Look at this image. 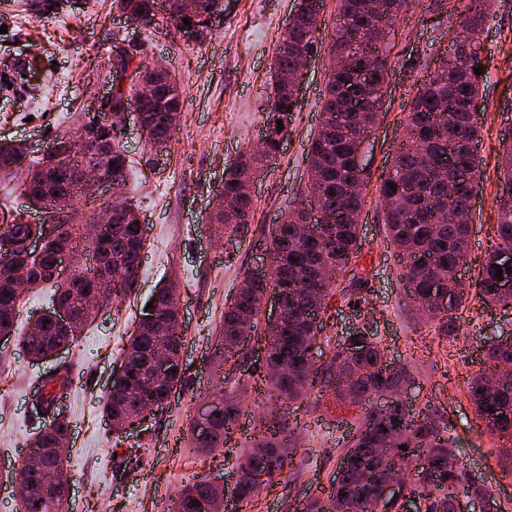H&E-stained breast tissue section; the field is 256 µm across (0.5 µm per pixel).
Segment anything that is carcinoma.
Masks as SVG:
<instances>
[{"label": "carcinoma", "mask_w": 512, "mask_h": 512, "mask_svg": "<svg viewBox=\"0 0 512 512\" xmlns=\"http://www.w3.org/2000/svg\"><path fill=\"white\" fill-rule=\"evenodd\" d=\"M156 11V0H115L118 10L145 27L165 23L177 29L186 17L202 26L212 15L222 10L221 0H194L185 15L166 6ZM313 9L311 0H300L294 27L288 36H280L274 60L272 96L264 111L268 139L264 147L243 151L235 165L224 176L217 198L230 196L237 202L232 213H218L214 234L245 237L254 219L253 183L264 165L277 151V139L287 131L295 111L291 101L274 96L282 79L302 55H313L320 48L316 35L324 0ZM372 0H336V20L327 45L328 78L321 100V128L311 139L307 152L309 170L314 174L321 195L318 208L334 216L332 223L315 225L314 233L304 236L294 231L290 223L271 228L266 247L270 280L281 289V316L275 325L263 327L260 301L266 287L261 280L240 288L224 305L219 336L211 356L217 364L212 397L215 405L209 420V431L202 435L190 427L193 447L212 451L224 447V440L238 421L243 402L239 394L224 390L228 376L225 363L243 352L242 336L246 322H251L255 341L261 346L265 362V381L274 402L294 401L319 387H334L345 399L351 394L355 402L365 405L352 443L341 458L343 472L336 475L328 498L336 500L341 512H378L388 509L382 500L380 485L390 472V455L410 461L418 450L428 458L429 468L409 471V494H420L426 501L425 512H456L458 494L485 496L489 490L463 474L453 454L450 439L443 437L436 420L424 412L413 413L397 405L369 406L371 396L397 389L408 382V371L385 360L384 347L371 336L353 334V351L337 348L320 365L309 366V347L317 342L318 330L308 319V310H326L337 295L352 300L362 291L366 278L357 272V242L359 224L356 213L362 211L364 197L363 172L357 169L364 137L374 131L379 120L380 103L377 90L386 86L389 57L385 46V28L372 12ZM486 13L478 9L458 26L454 38L480 44V30ZM134 52L121 56L120 73L110 71L115 91L109 104L110 115L94 118L84 124L87 141L80 157L70 165L62 161L49 162L47 157L32 159L24 169L14 167L24 147L19 143H0V173L6 177L20 176L21 194L30 206L41 209L49 197L58 192L67 194L75 185L98 173L112 183V190L125 193L130 167L120 139L108 140L104 135L113 125L109 116L116 109L137 102L136 83L148 77L156 84L154 100L142 105L155 140L172 142L175 131L170 114L181 112L184 90L174 77L155 72L154 67L134 63ZM481 66L478 57L463 65L455 55L424 76L419 83L411 111L407 115V142L393 156L377 192L383 208L385 233L403 260L402 279L415 301L429 300L427 320L434 322V332L443 336L459 334V310L469 293L486 304L512 308V290L498 287L494 264L498 252L512 249V201L498 196V222L495 243L488 251L471 289L459 281L457 273L467 262L470 227L465 221L469 210L472 184L479 168L478 146L480 129L471 111V101L480 95L481 76L474 68ZM282 128H277V121ZM112 152V163L100 170L99 152ZM502 187L512 189V137L502 138ZM396 190H391V187ZM77 198L66 222L60 225L57 237L48 243L37 258L23 260L28 269V287L46 283L44 271L62 246L75 249V265L66 283L55 287L52 307L36 317V329L28 328L17 338L19 348L31 360L47 358L53 350L66 348L92 322L76 298L97 297L112 305L120 294L112 293L105 284L115 279L123 283V292L133 290L141 268V255L146 241V225L136 220L135 206L126 205L124 217L100 224L94 217H85ZM31 226L20 220L0 233V253H10L14 242L25 239ZM454 300L443 309L435 303L438 286ZM176 289L170 283L154 291L151 302L156 318L129 336L127 353L121 366L128 367L127 380L118 388H110L104 398V413L112 424V433L125 434V424L139 406L152 402L160 411L183 381V334L180 318L170 306ZM21 294L10 277L0 272V334L14 335L15 318ZM68 305L74 310L73 323L65 332L55 325L57 308ZM163 351L167 361L164 383L144 388L142 376L152 366L157 351ZM483 369L471 379L468 396L478 418L493 437L512 439V343L498 340L484 348ZM259 426L264 432L256 437L240 462L236 478L237 501L249 504L259 497L263 485L252 476L265 475V482L290 465L281 444L292 441L286 412L279 408L268 411ZM69 430L66 419L57 413L36 433L32 446L42 449L41 467L31 470L21 465V478L36 487L45 471L64 465L56 453L61 438ZM215 494L203 479L183 489L173 502V512H208ZM21 512H64L62 495L44 499L38 494L21 502Z\"/></svg>", "instance_id": "carcinoma-1"}]
</instances>
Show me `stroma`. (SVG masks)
Segmentation results:
<instances>
[{
  "instance_id": "35a3bbf8",
  "label": "stroma",
  "mask_w": 512,
  "mask_h": 512,
  "mask_svg": "<svg viewBox=\"0 0 512 512\" xmlns=\"http://www.w3.org/2000/svg\"><path fill=\"white\" fill-rule=\"evenodd\" d=\"M299 0H224L207 37L187 41L162 27L133 25L113 0H0V141L25 144L41 157L61 133L99 113L111 92L108 72L117 47L137 50L147 63L175 72L184 87L181 121L166 152L155 154L129 128L122 145L134 174L126 195L148 226L136 287L99 312L78 342L53 359L35 362L15 344L0 345V458L15 460L40 423L30 401L41 379L67 365L72 383L61 408L70 424L68 473L72 490L64 512H171L186 485L232 484L268 404L259 365L234 379L244 385L246 411L232 444L205 453L193 448L189 421L207 399L213 378L210 346L227 298L242 277L266 259L264 232L299 203L308 179L307 151L320 128L327 54L314 57L299 90L282 151L254 188L258 230L214 243L206 227L224 173L265 128L278 39ZM472 0H415L388 34L391 71L381 120L366 143L367 185L359 225L358 264L367 271L359 305L333 300L322 316V356L360 330L378 337L389 363L403 365L413 411L438 415L467 475L488 486L499 512H512V454L490 437L468 396L481 369L485 338L512 333V309L469 297L457 337L420 331L423 320L400 279L386 240L377 186L404 139L406 115L424 71L449 54L451 35L473 9ZM481 36L483 74L480 167L471 203L470 249L461 275L471 282L491 246L498 221L500 141L512 128V0H488ZM176 279L184 336L183 384L143 432L114 437L102 411L139 313L154 290ZM297 427L293 465L252 504L233 512H289L326 495L360 418L358 408L332 392L287 406Z\"/></svg>"
}]
</instances>
